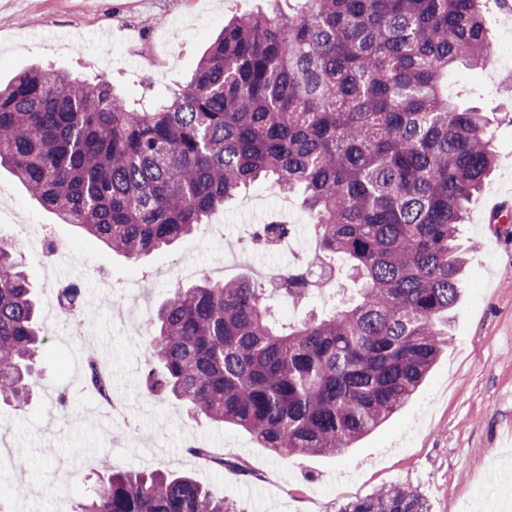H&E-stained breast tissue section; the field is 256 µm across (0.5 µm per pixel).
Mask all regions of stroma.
Segmentation results:
<instances>
[{"label": "stroma", "instance_id": "35a3bbf8", "mask_svg": "<svg viewBox=\"0 0 512 512\" xmlns=\"http://www.w3.org/2000/svg\"><path fill=\"white\" fill-rule=\"evenodd\" d=\"M262 0H0V82L39 66L100 78L122 93L159 102L190 76L225 20L260 7ZM498 47L490 66H456L448 94L462 106L488 112L496 164L472 200L461 238L468 265L457 306L449 314L450 341L415 399L342 457L278 456L231 425L188 418L180 402L142 386L146 343L155 308L177 283L175 268L188 262L216 279L255 275L287 266L295 252L252 253L228 262L245 232L285 210L294 237L310 219L297 200L258 183L246 191L252 210L232 203L211 221L223 234L198 232L168 249L130 262L78 227L42 207L6 169L0 188L12 211H0V234L10 237L40 305L46 343L37 365L35 394L26 405L0 403V512H77L102 480L106 467L122 471L190 473L239 512H338L350 501L389 485L417 490L431 512H457L485 488L487 460L500 455L506 483L493 512H512V16L491 10ZM50 236L68 247L73 261L48 264L38 246ZM74 285L92 302V336L70 335L52 307ZM111 360L112 395L122 415L87 425L95 397L84 386L87 352ZM67 406H60L59 396ZM223 449L226 458L266 468L268 484L234 471L216 472L188 451L189 443ZM54 449L45 457L44 449Z\"/></svg>", "mask_w": 512, "mask_h": 512}]
</instances>
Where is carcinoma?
<instances>
[{
  "label": "carcinoma",
  "instance_id": "cac0c4a2",
  "mask_svg": "<svg viewBox=\"0 0 512 512\" xmlns=\"http://www.w3.org/2000/svg\"><path fill=\"white\" fill-rule=\"evenodd\" d=\"M502 0H298L232 17L164 104L107 80L24 69L0 87V167L61 220L131 261L207 223L257 181L299 194L317 262L277 286L201 275L173 286L148 351L149 392L191 419L241 427L278 455L336 457L403 410L447 343L470 201L496 161L448 71L488 65L484 13ZM262 224L255 242L287 238ZM357 296L279 320L329 284ZM65 288L61 308L80 309ZM44 331L13 243L0 237V400L28 402ZM80 512H237L191 476L110 471ZM339 512H430L391 486Z\"/></svg>",
  "mask_w": 512,
  "mask_h": 512
}]
</instances>
